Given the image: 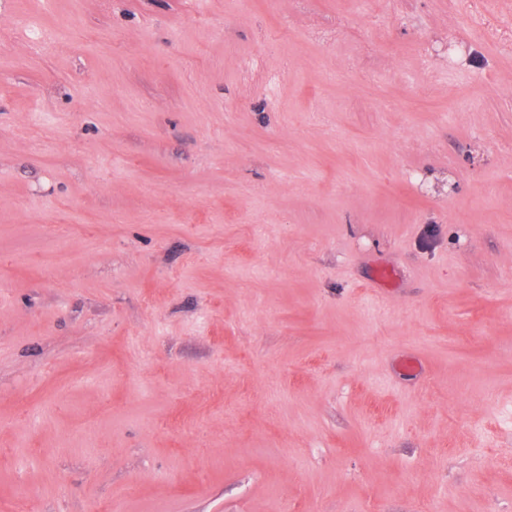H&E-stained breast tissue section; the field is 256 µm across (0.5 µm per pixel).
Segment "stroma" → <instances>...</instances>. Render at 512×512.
<instances>
[{
    "label": "stroma",
    "instance_id": "35a3bbf8",
    "mask_svg": "<svg viewBox=\"0 0 512 512\" xmlns=\"http://www.w3.org/2000/svg\"><path fill=\"white\" fill-rule=\"evenodd\" d=\"M1 28L0 512H512V0Z\"/></svg>",
    "mask_w": 512,
    "mask_h": 512
}]
</instances>
